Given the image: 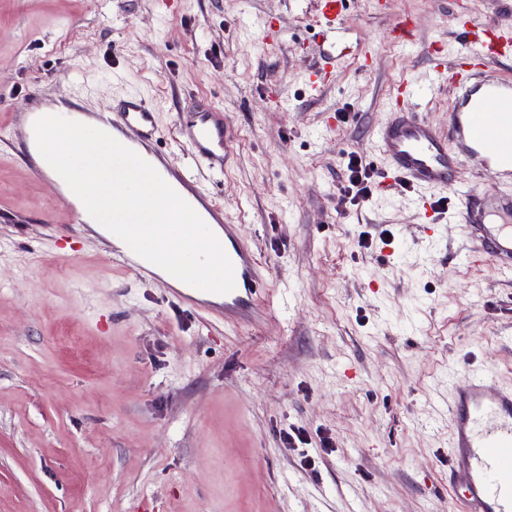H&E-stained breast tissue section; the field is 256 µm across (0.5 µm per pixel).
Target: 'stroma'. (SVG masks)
<instances>
[{"label":"stroma","mask_w":512,"mask_h":512,"mask_svg":"<svg viewBox=\"0 0 512 512\" xmlns=\"http://www.w3.org/2000/svg\"><path fill=\"white\" fill-rule=\"evenodd\" d=\"M500 8L346 0L352 52L315 94V0H0V512H448V375L512 385V274L467 264L452 204L426 233L414 192L352 206L339 189L349 154L381 167L372 130L453 15ZM402 17L413 40L394 37ZM28 93L140 94L178 161L188 112L223 109L231 156L199 187L264 262L268 322L194 310L113 262L34 172Z\"/></svg>","instance_id":"obj_1"}]
</instances>
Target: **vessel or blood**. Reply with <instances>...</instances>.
Segmentation results:
<instances>
[{
  "mask_svg": "<svg viewBox=\"0 0 512 512\" xmlns=\"http://www.w3.org/2000/svg\"><path fill=\"white\" fill-rule=\"evenodd\" d=\"M340 0H316L322 41L335 42L342 30ZM451 59L431 48L434 77L447 81L455 93L448 108V128L440 130L418 111L415 91H400L389 115L374 132V148L388 164L381 186L400 184L418 191L423 218L436 209L431 198L445 194L456 201V215L472 243L469 258L492 261L512 271V80L500 71L481 67L472 73L457 69L458 61L484 58L476 33L461 29ZM101 129L134 151H146L149 162L166 180H173L203 208L206 221L221 225L223 248L233 266L235 288L219 295L190 285L171 288L172 296L197 309L220 308L225 314L253 322L267 291L261 264L237 225L224 221L214 197L196 191L192 168L223 172L230 155L223 110L196 106L180 124L188 165L175 164L170 152L154 141L157 126L152 104L132 95L118 106L105 107L97 119ZM489 176L483 192H461L467 174ZM451 444L448 451V503L452 512H512V388L484 369H469L448 385Z\"/></svg>",
  "mask_w": 512,
  "mask_h": 512,
  "instance_id": "b4317fda",
  "label": "vessel or blood"
}]
</instances>
